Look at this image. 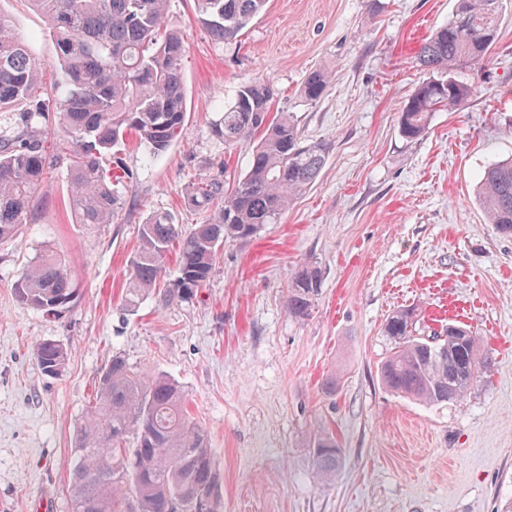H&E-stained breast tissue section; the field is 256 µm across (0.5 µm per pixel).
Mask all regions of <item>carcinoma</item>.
Returning <instances> with one entry per match:
<instances>
[{
  "label": "carcinoma",
  "mask_w": 512,
  "mask_h": 512,
  "mask_svg": "<svg viewBox=\"0 0 512 512\" xmlns=\"http://www.w3.org/2000/svg\"><path fill=\"white\" fill-rule=\"evenodd\" d=\"M49 21L62 76L43 85L45 64L0 13V112H17L12 134L0 138V245L14 241L48 179L52 159L69 165L75 222L91 229L110 224L125 199L120 177L103 165L129 132L150 153L165 152L182 132L186 90L181 35L166 28L169 0H29ZM267 0H197L211 38L236 39ZM503 0H458L455 14L421 45L417 64L431 72L409 95L400 116L401 135L414 141L428 133L439 110L454 111L473 94L459 80L462 67L476 68L499 40ZM326 69L309 73L301 96L319 100L332 82ZM278 90L270 81L238 87L211 131L226 146L258 139L246 174L226 186L221 177L197 183L189 207L204 214L184 231L169 214L140 225V243L129 266L124 306L155 295L162 306L186 301L206 284L226 240L253 237L277 223L293 200L322 171L324 143L302 140L293 116L272 113ZM56 119L53 141L43 125ZM478 198L488 223L512 236V158L487 166ZM177 252L178 273L167 278V258ZM318 267L293 278L288 311L310 315L321 289ZM18 298L49 315L77 302L79 288L59 254L35 258L16 285ZM417 309L391 312L383 332L393 342L380 368L389 391L429 405L464 397L487 369L479 338L450 324L444 337L414 335ZM34 358L47 375L63 374L67 349L54 341L36 345ZM78 454L71 479L73 512H223L220 474L200 424L187 409L183 387L171 377L133 370L121 355L99 377L90 406L76 427ZM338 448L316 443V475H335Z\"/></svg>",
  "instance_id": "1"
}]
</instances>
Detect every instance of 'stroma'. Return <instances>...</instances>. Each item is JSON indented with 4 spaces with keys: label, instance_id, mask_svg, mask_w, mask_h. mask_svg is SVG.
<instances>
[{
    "label": "stroma",
    "instance_id": "stroma-1",
    "mask_svg": "<svg viewBox=\"0 0 512 512\" xmlns=\"http://www.w3.org/2000/svg\"><path fill=\"white\" fill-rule=\"evenodd\" d=\"M456 0H268L237 40H211L195 0H170L168 27L186 42L187 114L159 156L134 136L116 153L133 174L114 223L73 221L66 163H52L17 241L0 245V512H72L75 430L113 354L183 387L220 473L224 512H504L512 504V238L477 197L480 175L512 156V10L481 69L458 70L475 92L438 111L408 141L399 116L425 74L424 39ZM32 53L55 64L48 20L27 0H0ZM335 80L321 100L300 96L309 72ZM272 81L274 109L301 136L329 146L311 189L278 223L225 242L196 297L166 307L122 305L140 224L155 213L183 229L201 214L185 197L200 181L235 182L252 142L228 147L216 119L239 85ZM64 255L79 300L49 316L19 300L24 267ZM315 264L322 287L306 319L288 311V285ZM420 312L419 332L448 324L479 336L489 368L460 400L425 405L386 390L392 350L385 320ZM68 350L60 377L43 373L35 346ZM340 464L314 477L319 437Z\"/></svg>",
    "mask_w": 512,
    "mask_h": 512
}]
</instances>
